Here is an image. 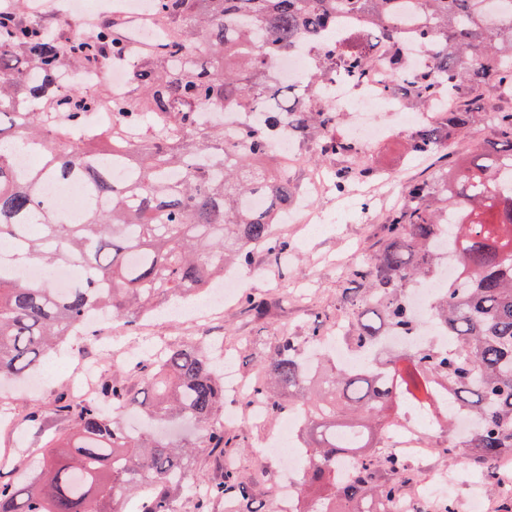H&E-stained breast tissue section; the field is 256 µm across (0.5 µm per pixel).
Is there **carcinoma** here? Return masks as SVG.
Segmentation results:
<instances>
[{"label":"carcinoma","instance_id":"cac0c4a2","mask_svg":"<svg viewBox=\"0 0 512 512\" xmlns=\"http://www.w3.org/2000/svg\"><path fill=\"white\" fill-rule=\"evenodd\" d=\"M12 2L0 20V245L14 246L12 262L43 276L0 270V383L38 370L92 313L131 325L168 301L207 294L255 249L281 260L288 242L273 227L296 186L287 168L266 159L280 131L299 141L315 131L320 156L347 158L334 174L339 191L379 173L363 150L336 137V113L297 105L328 75L359 80L378 41L393 50V77L410 105L460 91L449 117L412 132L410 151H446L475 125L476 113L491 115L492 148L461 164L446 161L437 181L406 185L405 204L382 216L383 250L353 271L367 283L364 297L343 295L358 312L351 343L361 352L392 327L413 337L424 321L406 304L404 285L428 274L447 227L464 283L446 288L432 310L448 331V349L397 353L367 372H341L324 360L312 374L293 338L283 336L263 360L255 397L269 414L297 405L306 413L298 512H384L409 470L371 450L372 430L360 418L378 419L403 400L416 385L415 368L427 371L423 394L449 392L478 420L473 436L439 452L465 448L470 468L499 486V459L512 455V187L499 177L512 164V0H417L424 23L408 33L400 24L411 0H153L180 38L145 53L105 26L60 37L32 18L27 0ZM363 12L374 38H336L339 14ZM407 37L436 51L414 72L400 64ZM299 42L318 45L313 67L300 88L279 85L273 61ZM104 59L129 65L131 82L112 99V128L84 133L85 114L107 92L73 85L63 94L60 87L85 68L101 70ZM50 101L54 112L45 111ZM202 106L263 110L265 118L229 142L219 123L200 125ZM133 130L140 137L130 140ZM34 146L39 155L18 170L16 156ZM114 165L129 176L113 179ZM49 183L83 189L81 221H68L44 195ZM70 265L78 275L56 288L53 273ZM129 372L130 383L102 380L95 400L58 398L54 413L70 424V437L50 443L28 478L0 482V512H112L128 497L140 499L137 512H173L176 493L196 492L200 483L195 512L248 498L237 469L205 482L194 470L199 453L222 457L234 440L219 421L224 366L217 358L188 338ZM104 403L137 414L142 427L129 431L102 411ZM339 413L346 423H336ZM173 423L197 427L199 441L159 431ZM349 453L364 462L341 481L336 458Z\"/></svg>","mask_w":512,"mask_h":512}]
</instances>
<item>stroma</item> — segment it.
<instances>
[{"label":"stroma","instance_id":"1","mask_svg":"<svg viewBox=\"0 0 512 512\" xmlns=\"http://www.w3.org/2000/svg\"><path fill=\"white\" fill-rule=\"evenodd\" d=\"M377 118L394 130L393 136L381 141L372 153L381 167L404 165L409 182L438 176L441 159L421 163L410 158L406 150L409 136L398 133L399 120L393 113L381 112ZM379 205L378 197L367 196L361 187L337 204L316 200V208L325 211L327 218L321 230H313L308 224L276 225L275 237L290 246L285 260L271 264L267 254L259 250L250 264L239 266L240 297L225 306L220 318L190 322L186 317L172 316L155 320L148 328L130 327L125 337L113 345L108 362L83 335L46 357L42 362L41 392L35 396L18 392L10 399L15 428L10 432L0 429V449L10 451L9 465L0 468V481L15 479L36 467L46 444L67 436L68 425L53 421L52 413L59 394L69 390L70 368L79 363L95 361L100 373L120 376L125 361L133 356L178 344L189 336L203 344L219 336L224 340L226 357L251 381L261 370L262 356L280 337H293L302 347L310 338L314 320H322L323 332L328 336L335 335L337 325H350L352 312L342 304L341 296L346 291L359 296L365 288L350 271L376 255L387 239L382 221L367 220L369 208ZM249 297L266 302L263 317H254L248 311L245 300ZM33 411L39 412V422L28 421L27 416ZM224 411L236 417L232 425L236 446L228 454L236 459L239 472L251 487L249 501L240 505L242 512H279L278 490L285 466L274 458L262 464L254 458L255 449L267 433L277 429L279 419L254 421L248 404L239 399H225Z\"/></svg>","mask_w":512,"mask_h":512}]
</instances>
